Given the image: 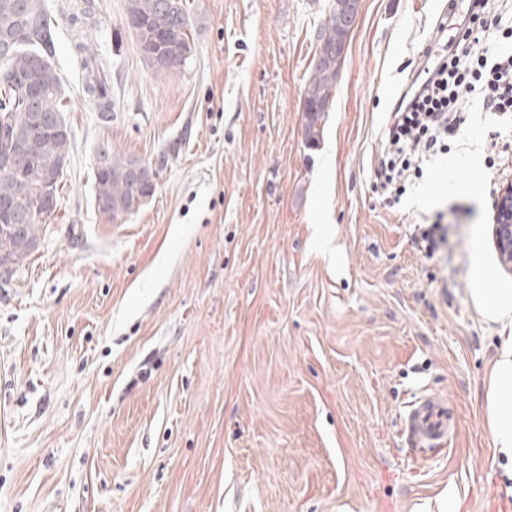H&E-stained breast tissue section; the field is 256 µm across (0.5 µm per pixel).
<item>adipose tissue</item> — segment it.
<instances>
[{"label":"adipose tissue","instance_id":"adipose-tissue-1","mask_svg":"<svg viewBox=\"0 0 512 512\" xmlns=\"http://www.w3.org/2000/svg\"><path fill=\"white\" fill-rule=\"evenodd\" d=\"M473 300L482 315L501 326V351L491 369L486 395L496 457L512 462V289L476 288Z\"/></svg>","mask_w":512,"mask_h":512}]
</instances>
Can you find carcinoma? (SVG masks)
Instances as JSON below:
<instances>
[{
  "label": "carcinoma",
  "mask_w": 512,
  "mask_h": 512,
  "mask_svg": "<svg viewBox=\"0 0 512 512\" xmlns=\"http://www.w3.org/2000/svg\"><path fill=\"white\" fill-rule=\"evenodd\" d=\"M127 15L136 21L137 44L143 57L148 60L154 55L159 59L151 64L156 72L186 63L192 48L182 0H128ZM53 27L46 0H0V258L23 261L31 254L30 242L40 239L53 213L43 203V177L51 173L49 188L59 193L65 168L59 169L56 164L70 160L71 128L65 127L63 133L56 131L57 123L65 118L61 77L52 62ZM340 34L334 5L318 32V54L327 53ZM75 47L84 72L83 93L101 116L107 117L112 111V98L103 78L105 64L85 41L77 42ZM343 60L342 56L333 57L314 68L305 89V135L311 142L320 135ZM22 77L40 91V120L28 129L29 151L13 158L12 171L5 172L4 156L11 152L9 134L17 132V113L22 110L16 84ZM98 155L106 168L95 172L97 207L113 219L122 217L147 199V186L131 171L137 158L114 155L107 148ZM15 224L23 225L22 230L14 231Z\"/></svg>",
  "instance_id": "1"
}]
</instances>
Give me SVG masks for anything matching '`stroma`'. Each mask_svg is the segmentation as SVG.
<instances>
[{"instance_id":"35a3bbf8","label":"stroma","mask_w":512,"mask_h":512,"mask_svg":"<svg viewBox=\"0 0 512 512\" xmlns=\"http://www.w3.org/2000/svg\"><path fill=\"white\" fill-rule=\"evenodd\" d=\"M183 4L192 54L159 73L126 0H47L72 144L47 230L0 288V512H512L485 410L501 327L472 297L479 265L512 289L492 235L512 113L468 97L402 196L376 187L445 0H359L312 146L332 0ZM85 7L106 119L70 45ZM104 145L155 173L118 219L95 204ZM440 212L428 259L415 226ZM429 393L457 430L418 450L405 417ZM344 56L336 59V56L326 60L322 66L314 65L311 79L305 89V135L310 142L316 141L320 135V125L324 114L333 97L336 78L340 71ZM321 107L323 110H319Z\"/></svg>"}]
</instances>
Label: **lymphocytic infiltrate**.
Instances as JSON below:
<instances>
[{
  "mask_svg": "<svg viewBox=\"0 0 512 512\" xmlns=\"http://www.w3.org/2000/svg\"><path fill=\"white\" fill-rule=\"evenodd\" d=\"M452 11L436 24L437 35L451 34L450 49L424 53L419 86L407 90L387 121L388 148L377 168L380 186L400 190L422 173L425 153L444 145L464 122L460 105L479 94L492 112H512V17L493 8L491 0H470L455 30H448Z\"/></svg>",
  "mask_w": 512,
  "mask_h": 512,
  "instance_id": "1",
  "label": "lymphocytic infiltrate"
}]
</instances>
